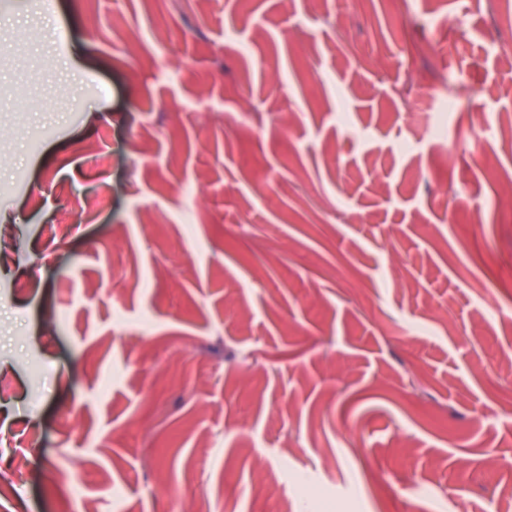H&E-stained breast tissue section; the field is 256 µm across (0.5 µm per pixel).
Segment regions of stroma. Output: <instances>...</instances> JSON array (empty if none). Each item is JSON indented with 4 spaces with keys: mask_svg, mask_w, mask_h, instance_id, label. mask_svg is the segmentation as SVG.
<instances>
[{
    "mask_svg": "<svg viewBox=\"0 0 512 512\" xmlns=\"http://www.w3.org/2000/svg\"><path fill=\"white\" fill-rule=\"evenodd\" d=\"M1 151L0 512H512V0H0Z\"/></svg>",
    "mask_w": 512,
    "mask_h": 512,
    "instance_id": "stroma-1",
    "label": "stroma"
}]
</instances>
